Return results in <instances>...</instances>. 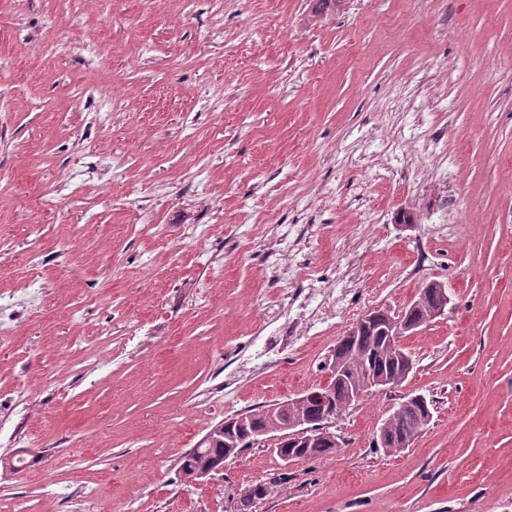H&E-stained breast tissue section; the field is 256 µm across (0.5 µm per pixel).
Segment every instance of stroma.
I'll return each mask as SVG.
<instances>
[{
	"label": "stroma",
	"instance_id": "obj_1",
	"mask_svg": "<svg viewBox=\"0 0 512 512\" xmlns=\"http://www.w3.org/2000/svg\"><path fill=\"white\" fill-rule=\"evenodd\" d=\"M314 7L0 0V512H512V0ZM431 281L412 374L333 453L183 480ZM408 392L431 421L374 449ZM432 283L436 285L437 288H439L441 295L438 293L436 288H432L427 284L421 288L418 297L413 301L419 302V307L415 312L417 318L422 319L423 311L432 309L428 315H425V317L426 319H435L436 317L443 315L446 307L448 306L450 299L448 297V292L445 288V285L438 281H433ZM441 296V305L437 309H434L440 304ZM242 441L243 437L240 436L238 431L235 433H226L224 430L223 434L214 433L211 438L202 441L197 448H193L192 451L182 457L180 471L183 478L185 479L186 474L190 473L193 469L203 463L210 466L222 459L225 461L229 457H236L240 453L238 452L233 455L228 453L224 455L226 450H230L232 448H242L243 451L245 448H250L256 443L253 442L243 446Z\"/></svg>",
	"mask_w": 512,
	"mask_h": 512
}]
</instances>
